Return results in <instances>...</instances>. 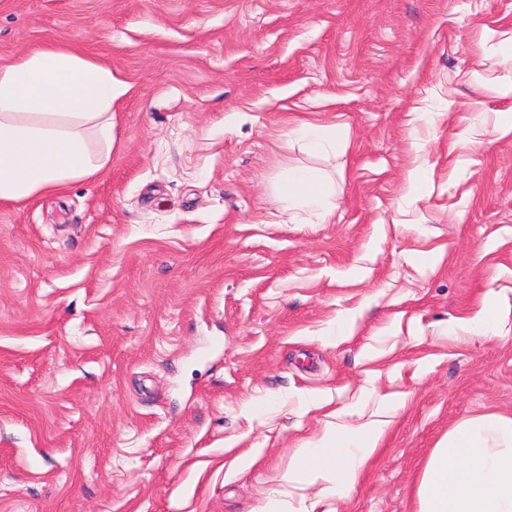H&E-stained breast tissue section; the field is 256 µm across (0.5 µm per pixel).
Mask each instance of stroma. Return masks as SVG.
I'll return each mask as SVG.
<instances>
[{"label":"stroma","instance_id":"stroma-1","mask_svg":"<svg viewBox=\"0 0 512 512\" xmlns=\"http://www.w3.org/2000/svg\"><path fill=\"white\" fill-rule=\"evenodd\" d=\"M46 42L111 67L112 156L0 203V512H415L448 431L512 415V0H0L1 65ZM296 166L329 222H285ZM385 419L347 497L281 482ZM288 135L303 141L311 150L324 154L330 150L336 152V146L344 140L346 132L343 126L335 123L299 121L289 129ZM281 197L288 201V212L302 206L325 218L331 214L336 198V186L315 167H294L278 186Z\"/></svg>","mask_w":512,"mask_h":512}]
</instances>
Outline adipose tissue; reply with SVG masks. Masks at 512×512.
<instances>
[{
    "label": "adipose tissue",
    "mask_w": 512,
    "mask_h": 512,
    "mask_svg": "<svg viewBox=\"0 0 512 512\" xmlns=\"http://www.w3.org/2000/svg\"><path fill=\"white\" fill-rule=\"evenodd\" d=\"M111 68L48 43L0 65V202L65 191L103 173L112 155ZM290 135L311 150H335L343 126L296 122ZM289 207L327 217L336 187L315 167H294L278 186ZM386 424L333 426L298 448L284 482L341 496L354 489ZM417 512H512V416L482 415L456 424L433 449L417 489Z\"/></svg>",
    "instance_id": "ef3b65f1"
}]
</instances>
